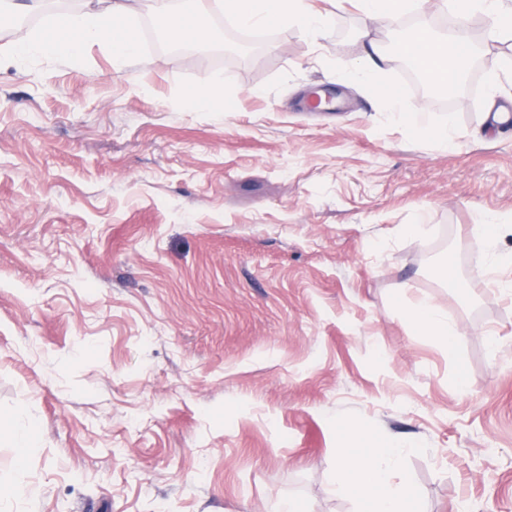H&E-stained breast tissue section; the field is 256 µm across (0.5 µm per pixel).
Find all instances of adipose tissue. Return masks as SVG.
<instances>
[{"mask_svg": "<svg viewBox=\"0 0 512 512\" xmlns=\"http://www.w3.org/2000/svg\"><path fill=\"white\" fill-rule=\"evenodd\" d=\"M187 6L175 9L171 0H143L144 6L169 20V36L182 43H207L211 37L210 18L213 4H220L225 13L242 26L260 28L268 22L283 25L299 22L312 33L321 31L327 15L313 13L307 0H186ZM450 10L459 17L480 11L493 20L499 35L512 39V11L501 0H447ZM128 12L122 0H108L105 7H85L64 13L49 14L44 28L33 30L13 24L10 12H0V25L11 26L12 38L7 52L22 58L35 53L75 58L89 42L100 43L113 63L128 64L139 53V46L127 22ZM470 50L466 27H458L450 37L434 36L429 28L411 31L400 43L399 51L420 63L431 80L451 76L460 80ZM413 326L436 336L448 352H455L459 333L449 325L437 307L428 301L413 304L409 310ZM401 447L393 442L371 448L357 457L342 458L337 468L339 483L361 498L366 512H410V483L407 477L392 481L391 469L397 466Z\"/></svg>", "mask_w": 512, "mask_h": 512, "instance_id": "adipose-tissue-1", "label": "adipose tissue"}]
</instances>
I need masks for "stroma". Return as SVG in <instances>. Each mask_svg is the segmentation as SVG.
<instances>
[{
  "label": "stroma",
  "instance_id": "stroma-1",
  "mask_svg": "<svg viewBox=\"0 0 512 512\" xmlns=\"http://www.w3.org/2000/svg\"><path fill=\"white\" fill-rule=\"evenodd\" d=\"M308 3L322 32L247 54L218 13L216 43L119 71L96 44L0 56V481L35 479L0 512H359L337 461L390 441L415 512H512V268L488 265L512 231L473 233L512 214V123L489 124L512 82L448 108L409 80L386 47L459 25L444 0ZM372 45L374 82L345 80ZM211 82L225 109L186 111ZM422 299L455 353L411 324ZM416 0H358L369 20L389 18L407 12Z\"/></svg>",
  "mask_w": 512,
  "mask_h": 512
}]
</instances>
